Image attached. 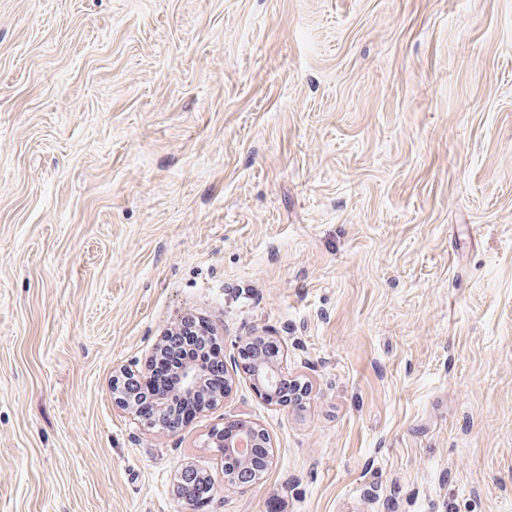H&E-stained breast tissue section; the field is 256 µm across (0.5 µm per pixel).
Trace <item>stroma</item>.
Wrapping results in <instances>:
<instances>
[{
	"mask_svg": "<svg viewBox=\"0 0 512 512\" xmlns=\"http://www.w3.org/2000/svg\"><path fill=\"white\" fill-rule=\"evenodd\" d=\"M188 314L232 388L169 436L112 377ZM239 418L275 453L245 494ZM272 495L512 512V0H0V512ZM254 337L247 336L244 340H242V344H246L250 342ZM279 353V347L277 344L271 340L269 337L266 336H256L250 345L246 347V349L243 350L241 353V359L243 360V369L245 372H250L249 377H251L253 381L254 389L256 390L257 394L264 397V399L268 402L274 403L275 405H278L282 408L290 409L294 406H297L295 403H292L296 401L300 397V389L301 386L296 384V381L293 379H289L288 377H285V379L282 381L280 385V389L278 392V387L281 381V378L283 377V371H282V365L278 363H268L262 358L256 359L253 369L252 368V358L253 355L257 354H263L265 356H268L270 358H276ZM273 373L276 374L277 379L274 381L272 376ZM298 384L302 385V396L306 397L305 400L308 399L311 388L309 384L306 382H298ZM278 394V395H277ZM284 402H290V403H284L279 400V397ZM305 400L302 402L304 403ZM237 431L232 435H224L222 432L212 433L211 444L220 450L224 459H233L247 465L252 458L254 448H271L268 433L248 419L236 420ZM182 480L183 483L188 485L192 490L189 497L191 502L207 498L212 490L209 479L192 468L185 472Z\"/></svg>",
	"mask_w": 512,
	"mask_h": 512,
	"instance_id": "1",
	"label": "stroma"
}]
</instances>
